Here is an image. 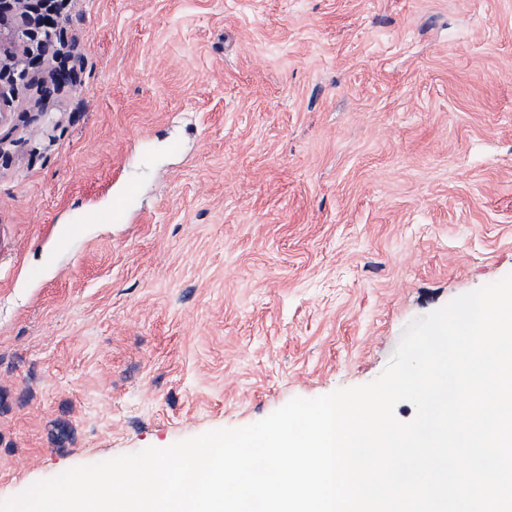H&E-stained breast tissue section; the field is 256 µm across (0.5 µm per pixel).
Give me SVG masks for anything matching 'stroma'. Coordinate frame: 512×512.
<instances>
[{"instance_id":"stroma-1","label":"stroma","mask_w":512,"mask_h":512,"mask_svg":"<svg viewBox=\"0 0 512 512\" xmlns=\"http://www.w3.org/2000/svg\"><path fill=\"white\" fill-rule=\"evenodd\" d=\"M55 2L77 81L0 124V501L367 384L512 274V0Z\"/></svg>"}]
</instances>
